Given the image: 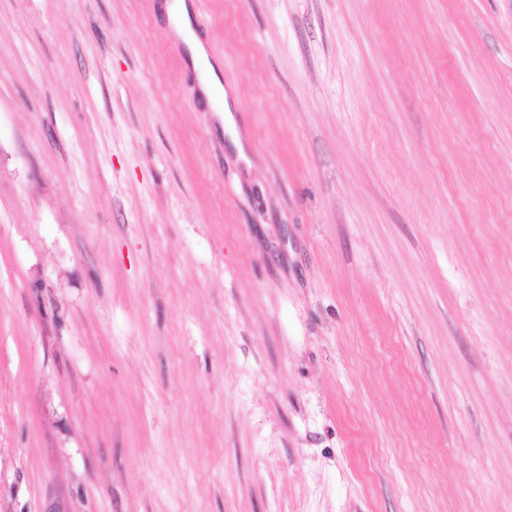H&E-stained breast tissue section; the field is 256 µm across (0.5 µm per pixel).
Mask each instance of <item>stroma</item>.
Returning <instances> with one entry per match:
<instances>
[{
    "mask_svg": "<svg viewBox=\"0 0 512 512\" xmlns=\"http://www.w3.org/2000/svg\"><path fill=\"white\" fill-rule=\"evenodd\" d=\"M0 0V512H512V0ZM164 8L172 27L173 35L186 48L184 64L196 74L203 100L215 113L216 120L225 131L234 127V118L229 98L236 99L234 91H227L220 75V67L209 60L207 40L201 37L192 24V6L186 0H165ZM172 1V2H169Z\"/></svg>",
    "mask_w": 512,
    "mask_h": 512,
    "instance_id": "1",
    "label": "stroma"
}]
</instances>
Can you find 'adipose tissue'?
Returning <instances> with one entry per match:
<instances>
[{"instance_id":"1","label":"adipose tissue","mask_w":512,"mask_h":512,"mask_svg":"<svg viewBox=\"0 0 512 512\" xmlns=\"http://www.w3.org/2000/svg\"><path fill=\"white\" fill-rule=\"evenodd\" d=\"M164 8L174 36L186 48L184 63L195 72L203 100L214 112L221 129L233 128L230 94L222 82L219 65L209 60L206 39L196 32L192 24L191 5L186 0H166Z\"/></svg>"}]
</instances>
